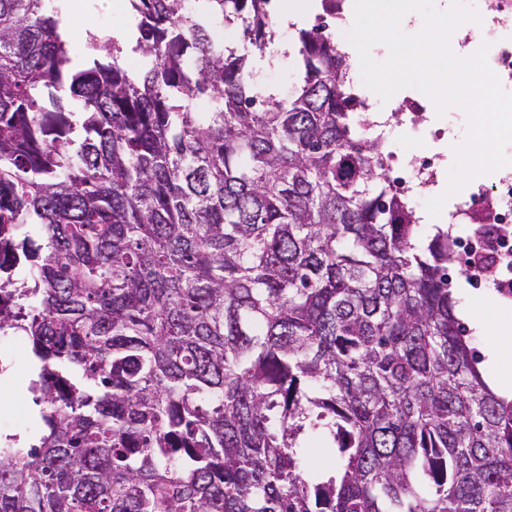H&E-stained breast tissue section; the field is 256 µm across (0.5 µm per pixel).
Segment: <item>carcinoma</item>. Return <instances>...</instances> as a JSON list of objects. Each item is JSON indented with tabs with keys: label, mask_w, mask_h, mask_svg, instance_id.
I'll return each instance as SVG.
<instances>
[{
	"label": "carcinoma",
	"mask_w": 512,
	"mask_h": 512,
	"mask_svg": "<svg viewBox=\"0 0 512 512\" xmlns=\"http://www.w3.org/2000/svg\"><path fill=\"white\" fill-rule=\"evenodd\" d=\"M54 2L0 0V335L40 363L0 512H512L454 238L387 178L325 26L280 97L250 69L269 0H128L140 74L115 41L75 64Z\"/></svg>",
	"instance_id": "1"
}]
</instances>
